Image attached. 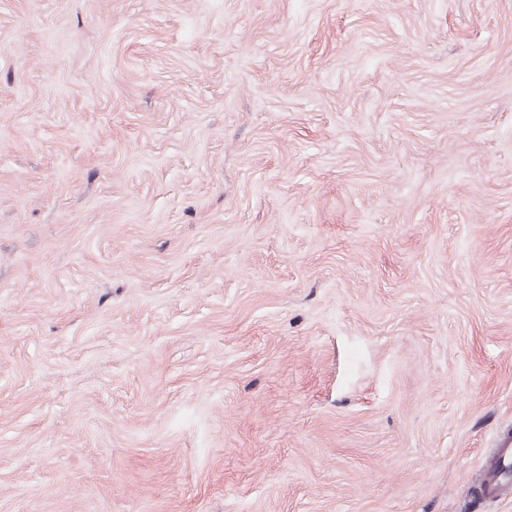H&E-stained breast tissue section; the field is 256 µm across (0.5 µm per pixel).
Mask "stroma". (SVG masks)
<instances>
[{
	"instance_id": "obj_1",
	"label": "stroma",
	"mask_w": 512,
	"mask_h": 512,
	"mask_svg": "<svg viewBox=\"0 0 512 512\" xmlns=\"http://www.w3.org/2000/svg\"><path fill=\"white\" fill-rule=\"evenodd\" d=\"M512 0H0V512H512ZM511 492V483L502 473L487 467L480 481V496L484 500L499 501Z\"/></svg>"
}]
</instances>
